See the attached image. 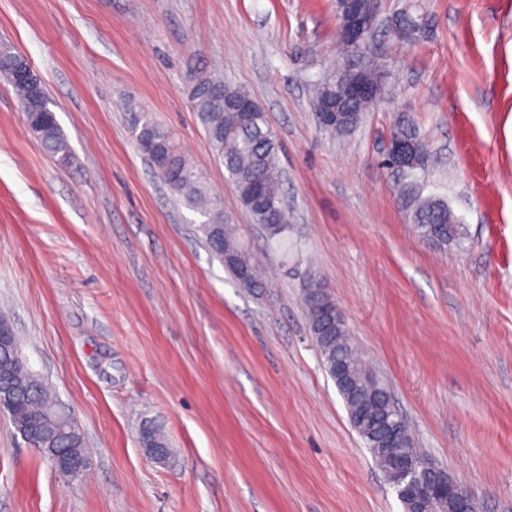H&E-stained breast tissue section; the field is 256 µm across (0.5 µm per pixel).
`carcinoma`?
<instances>
[{"mask_svg": "<svg viewBox=\"0 0 512 512\" xmlns=\"http://www.w3.org/2000/svg\"><path fill=\"white\" fill-rule=\"evenodd\" d=\"M362 66L367 79L374 86L377 99L385 94L384 76L375 61L364 57ZM204 88L189 92L192 111L202 126L216 157L224 163V168L233 182L240 204L249 213L252 223L261 225L267 232L269 241L280 247L288 240V212L282 203V172L279 166V144L270 129L267 114L264 112L241 121L236 126L224 122V108L217 105L212 93L225 92L229 95H248L237 86L224 83V78L201 72ZM349 113L335 125L326 128L333 136H343L356 128V113H364L372 108L365 102L347 104ZM131 132L135 140H144L164 148L169 168L176 177L167 181L170 188L182 199L185 206L201 217L200 231L211 253L224 263V268L237 276L238 268L247 265L256 277L250 289L265 287L258 265L243 247L233 225L224 221V211L219 198L213 196L206 186L201 173L185 158L174 138L164 125L150 112L132 114ZM398 141L423 142L412 119L399 116L392 132ZM37 137L45 150L55 157L59 164L70 163L72 152L69 142L58 123L43 127ZM251 185L263 188L264 196L272 204L274 212L255 202L248 194ZM413 217V230L420 239L446 248L458 243L465 230L458 218L444 203L432 198L413 195L410 199ZM303 299L307 314L310 335H318L316 347L323 359L324 367L336 385V389L348 413L350 423L367 449L381 448L382 431L393 418V401L387 386L377 385L372 391L371 411L368 418L360 422L356 410L363 402L359 390L343 383L335 372V365L359 364L366 366L357 345L352 341L346 324L336 321V300L314 272L308 273L303 286ZM17 391L14 392L16 417L31 420L45 410L59 408L47 383L39 375L26 367L17 370Z\"/></svg>", "mask_w": 512, "mask_h": 512, "instance_id": "obj_1", "label": "carcinoma"}]
</instances>
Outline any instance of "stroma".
<instances>
[{
  "label": "stroma",
  "mask_w": 512,
  "mask_h": 512,
  "mask_svg": "<svg viewBox=\"0 0 512 512\" xmlns=\"http://www.w3.org/2000/svg\"><path fill=\"white\" fill-rule=\"evenodd\" d=\"M387 92L356 129L317 123L342 64L336 0H0V42L41 78L61 166L0 77V313L85 441L58 476L0 414V512H402L307 329L323 279L415 444L512 512V0H380ZM422 27L404 37L401 12ZM220 71L280 145L288 246L239 203L188 97ZM147 110L202 171L269 286L242 288L131 133ZM433 157L415 183L466 228L419 239L382 158L399 114ZM165 433L166 462L139 440Z\"/></svg>",
  "instance_id": "1"
}]
</instances>
